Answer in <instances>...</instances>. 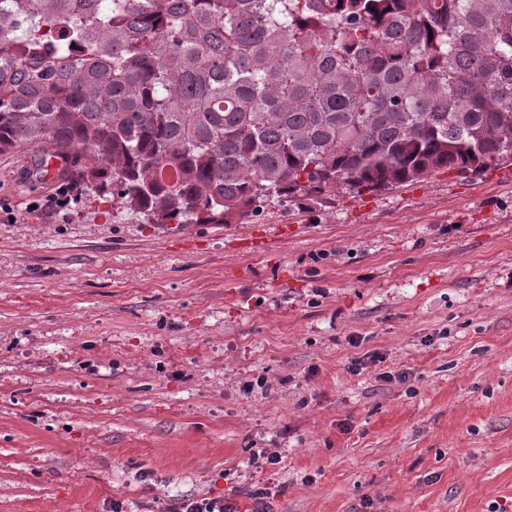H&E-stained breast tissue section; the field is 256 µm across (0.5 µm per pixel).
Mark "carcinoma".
<instances>
[{"instance_id": "carcinoma-1", "label": "carcinoma", "mask_w": 512, "mask_h": 512, "mask_svg": "<svg viewBox=\"0 0 512 512\" xmlns=\"http://www.w3.org/2000/svg\"><path fill=\"white\" fill-rule=\"evenodd\" d=\"M28 148L145 224L478 174L512 155V0H0Z\"/></svg>"}]
</instances>
